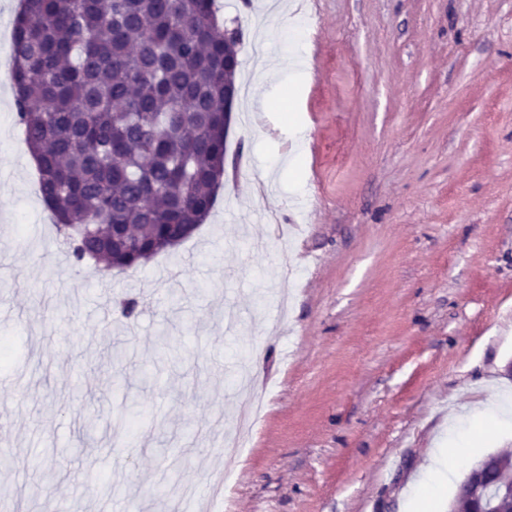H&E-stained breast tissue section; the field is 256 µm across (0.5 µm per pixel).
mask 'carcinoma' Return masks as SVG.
<instances>
[{
    "label": "carcinoma",
    "instance_id": "carcinoma-1",
    "mask_svg": "<svg viewBox=\"0 0 512 512\" xmlns=\"http://www.w3.org/2000/svg\"><path fill=\"white\" fill-rule=\"evenodd\" d=\"M215 0H21L8 79L43 202L77 265L131 268L208 218L224 176V56ZM130 230L112 237V226ZM471 480L512 484V455Z\"/></svg>",
    "mask_w": 512,
    "mask_h": 512
}]
</instances>
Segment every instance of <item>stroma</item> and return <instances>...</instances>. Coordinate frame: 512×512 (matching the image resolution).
Listing matches in <instances>:
<instances>
[{"mask_svg": "<svg viewBox=\"0 0 512 512\" xmlns=\"http://www.w3.org/2000/svg\"><path fill=\"white\" fill-rule=\"evenodd\" d=\"M278 2L218 0L249 95L209 217L150 261L74 265L27 146L0 147V452L17 460L0 485L15 512H186L188 484L224 475L243 368L266 416L206 512H407L433 453L467 445L415 505L448 512L475 461L512 451V420L481 415L512 397V0H318L315 58L271 28ZM258 31L277 63L263 84ZM296 124L316 150L287 170ZM133 402L154 424L136 437L118 421Z\"/></svg>", "mask_w": 512, "mask_h": 512, "instance_id": "35a3bbf8", "label": "stroma"}]
</instances>
